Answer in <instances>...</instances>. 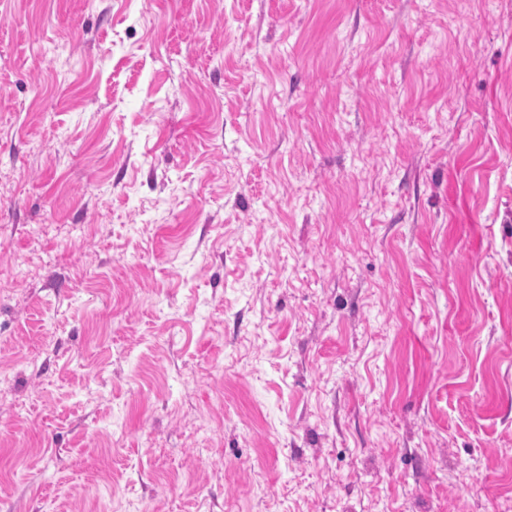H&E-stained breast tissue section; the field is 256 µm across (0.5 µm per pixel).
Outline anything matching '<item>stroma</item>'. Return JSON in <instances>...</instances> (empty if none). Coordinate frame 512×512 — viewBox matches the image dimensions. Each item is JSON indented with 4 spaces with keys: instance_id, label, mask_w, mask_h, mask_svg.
<instances>
[{
    "instance_id": "1",
    "label": "stroma",
    "mask_w": 512,
    "mask_h": 512,
    "mask_svg": "<svg viewBox=\"0 0 512 512\" xmlns=\"http://www.w3.org/2000/svg\"><path fill=\"white\" fill-rule=\"evenodd\" d=\"M0 512H512V0H0Z\"/></svg>"
}]
</instances>
